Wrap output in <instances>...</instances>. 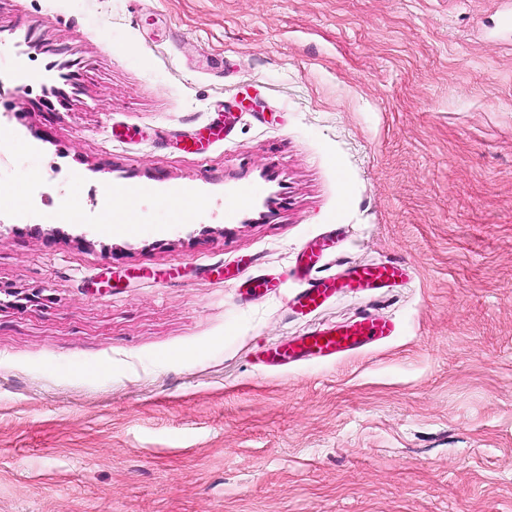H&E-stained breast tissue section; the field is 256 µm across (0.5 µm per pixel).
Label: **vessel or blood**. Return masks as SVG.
Segmentation results:
<instances>
[{"label":"vessel or blood","mask_w":512,"mask_h":512,"mask_svg":"<svg viewBox=\"0 0 512 512\" xmlns=\"http://www.w3.org/2000/svg\"><path fill=\"white\" fill-rule=\"evenodd\" d=\"M336 244V236L321 234L308 240L299 252L292 274L303 281L304 286L292 298L296 311L311 315L323 309L337 295L385 288L413 278L408 268L391 260L352 267L342 277L318 275L317 269L322 257L335 250ZM219 277L239 282L254 297L276 286L275 281L267 277L245 276L228 268L221 271ZM397 334L398 325L394 320L363 314L349 323L313 326L305 336L269 348L264 361L275 369L311 359L337 361L358 354L368 347L382 345Z\"/></svg>","instance_id":"b4317fda"}]
</instances>
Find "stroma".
Listing matches in <instances>:
<instances>
[{
	"label": "stroma",
	"mask_w": 512,
	"mask_h": 512,
	"mask_svg": "<svg viewBox=\"0 0 512 512\" xmlns=\"http://www.w3.org/2000/svg\"><path fill=\"white\" fill-rule=\"evenodd\" d=\"M0 156V512H512V0H0ZM336 244V235L320 234L308 240L299 252L292 275L303 281L304 287L292 298L296 311L311 315L323 309L339 294L386 288L397 281L410 282L413 278L408 268L391 260L354 266L344 277L316 276L314 273L322 257L335 250ZM218 278L225 281H239V288H245L246 292L249 293L253 298L264 294L272 288H277V282L273 281L264 276L254 275L243 277L241 272L237 270H231L230 268H224V271L218 272ZM397 334L398 324L394 320L362 314L349 323L313 326L305 336L269 348L263 362L276 369L296 366L303 360L337 361L370 346L382 345Z\"/></svg>",
	"instance_id": "obj_1"
}]
</instances>
